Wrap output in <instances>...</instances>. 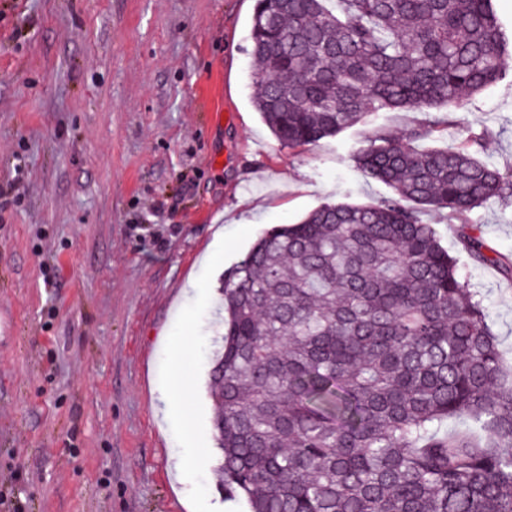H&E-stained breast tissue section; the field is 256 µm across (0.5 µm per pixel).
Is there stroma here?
Wrapping results in <instances>:
<instances>
[{
	"label": "stroma",
	"mask_w": 512,
	"mask_h": 512,
	"mask_svg": "<svg viewBox=\"0 0 512 512\" xmlns=\"http://www.w3.org/2000/svg\"><path fill=\"white\" fill-rule=\"evenodd\" d=\"M254 5L0 0V512H242L224 499L206 390L224 274L267 229L389 196L354 152L433 116L380 112L281 145L251 103ZM456 117L426 146L482 131L481 158L512 170L511 78ZM426 220L512 368V197ZM473 228L496 263L463 252ZM167 335L194 339L175 415Z\"/></svg>",
	"instance_id": "1"
}]
</instances>
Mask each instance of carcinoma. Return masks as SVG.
Wrapping results in <instances>:
<instances>
[{
  "instance_id": "1",
  "label": "carcinoma",
  "mask_w": 512,
  "mask_h": 512,
  "mask_svg": "<svg viewBox=\"0 0 512 512\" xmlns=\"http://www.w3.org/2000/svg\"><path fill=\"white\" fill-rule=\"evenodd\" d=\"M250 55L254 108L290 147L370 113L445 116L355 154L389 197L324 203L224 274L207 383L224 495L247 512H512V371L423 219L511 197L512 176L478 157L484 131L418 145L512 77L493 0H256ZM456 418L471 430H442Z\"/></svg>"
}]
</instances>
